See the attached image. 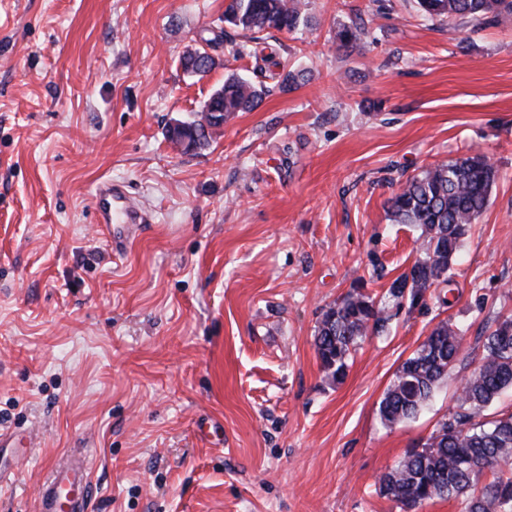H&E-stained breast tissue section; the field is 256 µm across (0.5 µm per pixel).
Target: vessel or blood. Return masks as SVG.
Returning a JSON list of instances; mask_svg holds the SVG:
<instances>
[{"label":"vessel or blood","mask_w":512,"mask_h":512,"mask_svg":"<svg viewBox=\"0 0 512 512\" xmlns=\"http://www.w3.org/2000/svg\"><path fill=\"white\" fill-rule=\"evenodd\" d=\"M94 198L101 224H144L149 220L121 185L102 182ZM92 466V460L80 453L62 458L39 490L38 512H87Z\"/></svg>","instance_id":"b4317fda"}]
</instances>
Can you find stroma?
Instances as JSON below:
<instances>
[{"label": "stroma", "instance_id": "obj_1", "mask_svg": "<svg viewBox=\"0 0 512 512\" xmlns=\"http://www.w3.org/2000/svg\"><path fill=\"white\" fill-rule=\"evenodd\" d=\"M225 0H0V426L40 437L0 489L35 512L55 460L93 459L89 512H400L380 475L425 441L512 316V19L420 21L416 0H305L276 33L294 88L216 130L197 119L233 59ZM367 22L361 49L337 30ZM208 46L198 79L181 58ZM487 157L489 205L463 237L453 291L388 302L341 382L315 352L322 313L357 280L385 295L420 254L388 200L430 165ZM127 185L151 216L123 249L95 187ZM449 305H442V298ZM449 320L466 331L416 419L385 426L400 364Z\"/></svg>", "mask_w": 512, "mask_h": 512}]
</instances>
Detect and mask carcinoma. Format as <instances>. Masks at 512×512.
I'll return each mask as SVG.
<instances>
[{
	"label": "carcinoma",
	"instance_id": "carcinoma-1",
	"mask_svg": "<svg viewBox=\"0 0 512 512\" xmlns=\"http://www.w3.org/2000/svg\"><path fill=\"white\" fill-rule=\"evenodd\" d=\"M425 19H469L479 24L512 18V0H417ZM221 21L253 33L249 42L231 47L234 57L254 59V70L267 74L284 91L304 78V71L285 69L277 49L260 43L256 34L296 32L311 25L301 0H227ZM366 23L359 18L337 33L339 47L348 50L364 43ZM197 65L203 78L217 66L206 50L187 53L182 65ZM272 86V87H274ZM232 73L224 78L220 96L207 101L208 112L224 113L228 121L238 112L257 108L272 91ZM497 177L494 164L484 156L459 158L424 168L406 179L389 200L392 221L421 229L422 251L410 271L397 277L389 295L414 307L425 302L429 289L449 284L461 238L486 210ZM385 307L365 291L353 287L322 315L315 331L321 368L332 381L344 379L348 359L359 342L382 331ZM464 331L451 321H440L398 367L379 405L383 424L392 426L415 417L433 396L440 382L460 358ZM483 357L456 395V408L437 422L425 442L405 451L381 474L380 494L402 512H414L434 499H460L465 512H512V412L484 417L506 389L512 388V318L495 320L482 335Z\"/></svg>",
	"mask_w": 512,
	"mask_h": 512
}]
</instances>
